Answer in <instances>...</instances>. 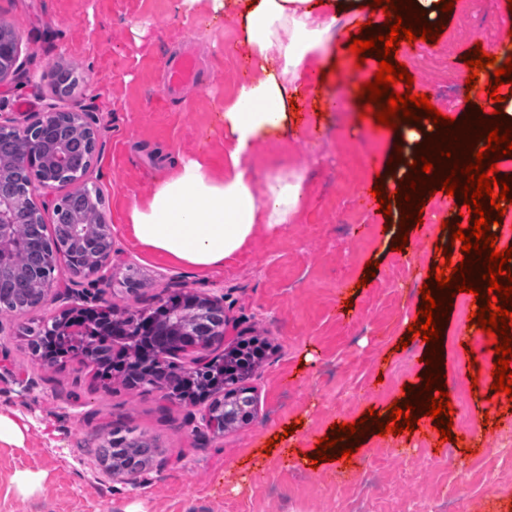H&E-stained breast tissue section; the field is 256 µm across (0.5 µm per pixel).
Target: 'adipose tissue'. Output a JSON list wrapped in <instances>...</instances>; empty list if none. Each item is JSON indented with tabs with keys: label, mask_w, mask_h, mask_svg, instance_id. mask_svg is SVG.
Masks as SVG:
<instances>
[{
	"label": "adipose tissue",
	"mask_w": 512,
	"mask_h": 512,
	"mask_svg": "<svg viewBox=\"0 0 512 512\" xmlns=\"http://www.w3.org/2000/svg\"><path fill=\"white\" fill-rule=\"evenodd\" d=\"M215 15L235 12L255 77L239 83L224 106L231 164L214 174L209 161L182 158L151 196L126 214L136 240L149 251L200 271L222 266L248 245L258 227L284 229L305 203V174L267 178L256 187L245 165L256 144L286 129L292 100L314 77L324 76L327 34L338 16L376 19L371 0H211ZM433 122H405L395 132L401 161L383 184L393 194L408 175L418 150L436 134Z\"/></svg>",
	"instance_id": "adipose-tissue-1"
}]
</instances>
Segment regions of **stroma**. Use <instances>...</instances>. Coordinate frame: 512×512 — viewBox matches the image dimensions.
I'll use <instances>...</instances> for the list:
<instances>
[{
    "label": "stroma",
    "mask_w": 512,
    "mask_h": 512,
    "mask_svg": "<svg viewBox=\"0 0 512 512\" xmlns=\"http://www.w3.org/2000/svg\"><path fill=\"white\" fill-rule=\"evenodd\" d=\"M500 15L498 0L465 14L453 9L428 52L420 41H404L392 59L424 85L436 110L457 117L467 94L464 58L502 39ZM1 21L15 26L20 61L41 82L0 85V116L22 126L53 105L87 111L100 131L86 179L101 190L114 269L111 282L79 277L74 290L87 291L90 306L107 300L118 314L149 311L188 291L217 297L229 322L212 353L229 354L253 337L265 348L243 374L253 417L199 437L193 428L203 405L175 406L119 378L103 387L92 367L72 361L42 367L24 329L60 312L55 297L0 316V411L27 426L23 447L0 445V512H341L342 471L367 476L364 512H420L427 505L488 512L493 502L512 512V466L482 444L485 434L512 432V399L492 388L497 354H467L454 342L473 328L469 292L453 298L441 335L442 380H477L462 391L451 387V441H442L426 416L409 433L366 432L351 459L317 458L316 445L332 424L359 422L370 410L388 419L392 403L405 402L424 380L429 346L410 338L408 327L420 317V289L450 239L442 223L458 209L445 190L426 196L422 224L402 251H393L389 220L371 196L391 133L361 107L369 66L350 50L351 16L339 17L329 44L326 95L309 91L295 124L261 140L247 161L259 183L305 172L303 210L281 231L258 228L244 250L204 273L148 252L124 215L180 157L203 154L223 169L219 108L254 75L235 20L213 15L209 0L190 7L180 0H0ZM185 53L199 62L196 81L170 89L166 63ZM56 62L83 77L64 97L41 78ZM361 152L365 165L347 170L348 156ZM370 261L377 265L371 278ZM116 426L158 446L137 482L107 474L96 455ZM452 466L469 476L460 502L449 497ZM19 470L45 472L41 489L19 494Z\"/></svg>",
    "instance_id": "1"
}]
</instances>
